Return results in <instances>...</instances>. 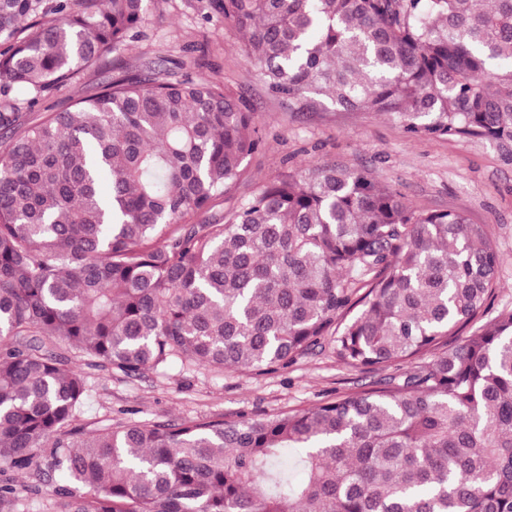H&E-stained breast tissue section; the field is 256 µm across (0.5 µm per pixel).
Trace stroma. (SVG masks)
Wrapping results in <instances>:
<instances>
[{
    "label": "stroma",
    "instance_id": "stroma-1",
    "mask_svg": "<svg viewBox=\"0 0 512 512\" xmlns=\"http://www.w3.org/2000/svg\"><path fill=\"white\" fill-rule=\"evenodd\" d=\"M246 38L225 18L217 0H148L137 35L95 67L28 109L21 92L10 97L18 111L61 112L118 76L151 80L191 78L223 85L253 115L262 150L244 162L245 175L222 206L251 198L269 180L317 165L365 168L417 210H454L491 233L503 256L494 310L512 308V158L483 138L409 136L401 124L377 112H344L331 103L309 108L271 93L246 61ZM93 388L82 419L99 422L180 424L189 420L261 418L305 409L339 396L378 387L382 370L340 363L331 340L288 367L256 375L244 370L146 369L134 377H104L90 370ZM62 470L42 477L0 463V485H11L31 512H56Z\"/></svg>",
    "mask_w": 512,
    "mask_h": 512
}]
</instances>
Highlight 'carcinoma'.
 Returning a JSON list of instances; mask_svg holds the SVG:
<instances>
[{"label":"carcinoma","instance_id":"obj_1","mask_svg":"<svg viewBox=\"0 0 512 512\" xmlns=\"http://www.w3.org/2000/svg\"><path fill=\"white\" fill-rule=\"evenodd\" d=\"M147 0H0V461L50 452L60 512H512V309L456 211L315 167L215 212L263 147L216 84L117 79L33 108L133 39ZM267 88L512 156V0H219ZM31 18L33 31L20 35ZM111 180L107 195L102 179ZM202 215L195 223L189 219ZM333 337L399 374L299 411L86 433L89 376L286 368ZM10 485L0 512H23Z\"/></svg>","mask_w":512,"mask_h":512}]
</instances>
